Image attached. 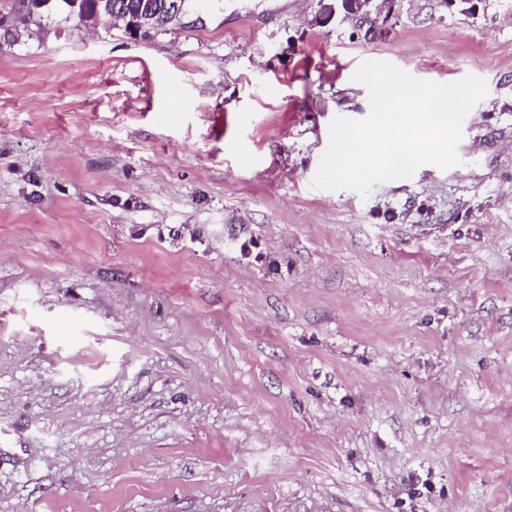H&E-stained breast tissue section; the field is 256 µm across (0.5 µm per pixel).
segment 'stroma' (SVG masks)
<instances>
[{"mask_svg":"<svg viewBox=\"0 0 512 512\" xmlns=\"http://www.w3.org/2000/svg\"><path fill=\"white\" fill-rule=\"evenodd\" d=\"M317 9L0 44V512H512V0ZM366 60L486 81L459 165L313 187ZM319 9L313 19L314 25L325 27L329 25L333 19L342 11L345 12L350 4H353L357 13H366L371 16L377 14L378 18L386 9L383 4H377L376 0H319Z\"/></svg>","mask_w":512,"mask_h":512,"instance_id":"stroma-1","label":"stroma"}]
</instances>
